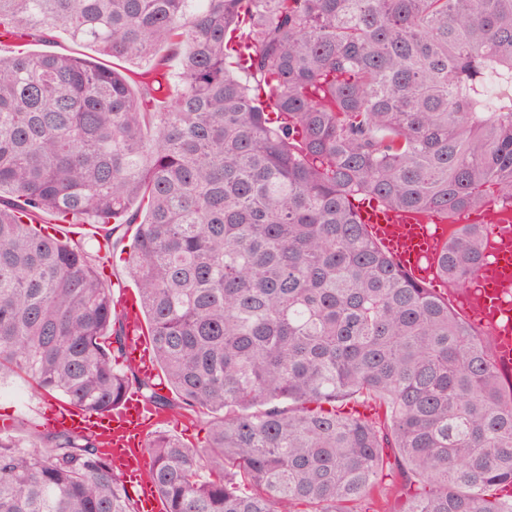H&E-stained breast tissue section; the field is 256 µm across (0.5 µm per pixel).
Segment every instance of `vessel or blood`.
Masks as SVG:
<instances>
[{
  "mask_svg": "<svg viewBox=\"0 0 512 512\" xmlns=\"http://www.w3.org/2000/svg\"><path fill=\"white\" fill-rule=\"evenodd\" d=\"M370 237L402 270L414 279L429 282L436 278V262L453 227L443 220L427 223L417 214L398 215L379 203L359 212ZM486 256L460 296L469 318L493 337L496 366L512 368V209L504 208L496 223L487 225ZM119 308L126 316L131 335L127 361L146 375H154L151 340L145 336L139 311L131 295H124ZM167 417L145 404L136 388H129L120 405L111 411L89 413L61 402L47 414L48 426L96 435L105 444L112 466L123 482L138 485L135 496L138 512H164L165 505L148 480L147 439Z\"/></svg>",
  "mask_w": 512,
  "mask_h": 512,
  "instance_id": "vessel-or-blood-1",
  "label": "vessel or blood"
}]
</instances>
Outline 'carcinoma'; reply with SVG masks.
Listing matches in <instances>:
<instances>
[{"label": "carcinoma", "instance_id": "obj_1", "mask_svg": "<svg viewBox=\"0 0 512 512\" xmlns=\"http://www.w3.org/2000/svg\"><path fill=\"white\" fill-rule=\"evenodd\" d=\"M60 26L135 68L0 55V382L90 412L136 384L211 413L200 448L148 444L165 512H512L492 338L353 205L512 207V0H0V32ZM44 214L101 225L107 248L108 224L136 225L128 272L173 397L120 362L96 256ZM484 259V225L460 224L437 272L462 286ZM0 512L137 510L95 436L31 450L9 429Z\"/></svg>", "mask_w": 512, "mask_h": 512}]
</instances>
